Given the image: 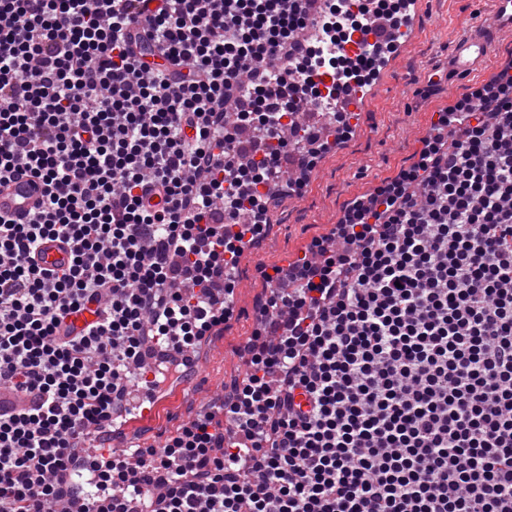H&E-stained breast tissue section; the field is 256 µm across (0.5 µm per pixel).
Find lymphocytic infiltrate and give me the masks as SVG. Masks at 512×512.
Segmentation results:
<instances>
[{
    "label": "lymphocytic infiltrate",
    "mask_w": 512,
    "mask_h": 512,
    "mask_svg": "<svg viewBox=\"0 0 512 512\" xmlns=\"http://www.w3.org/2000/svg\"><path fill=\"white\" fill-rule=\"evenodd\" d=\"M311 0H0V512H512V64L439 113L417 160L287 268L247 371L163 449L92 463L145 347L192 351L233 314L235 268L325 79L373 61L303 55ZM405 0L330 4L352 41ZM158 183L165 205L140 193ZM71 265L40 268L39 239ZM93 310L79 329L70 319ZM41 184L30 176L20 175L0 187V213L26 219L41 200Z\"/></svg>",
    "instance_id": "1"
}]
</instances>
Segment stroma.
Here are the masks:
<instances>
[{"label": "stroma", "mask_w": 512, "mask_h": 512, "mask_svg": "<svg viewBox=\"0 0 512 512\" xmlns=\"http://www.w3.org/2000/svg\"><path fill=\"white\" fill-rule=\"evenodd\" d=\"M421 9L424 32L397 59L396 81L370 102L341 147L319 158L301 196H281L269 211L263 243L240 260L234 313L204 352L195 385L169 387L150 429L137 433L142 443L161 445L198 411L204 394H217L240 377L238 349L253 331L254 308L266 291L260 267L282 264L289 254L326 236L355 198L369 195L417 160L435 113L483 85L482 74L450 79L446 72L455 43L476 19L491 17L493 0H421Z\"/></svg>", "instance_id": "stroma-1"}]
</instances>
